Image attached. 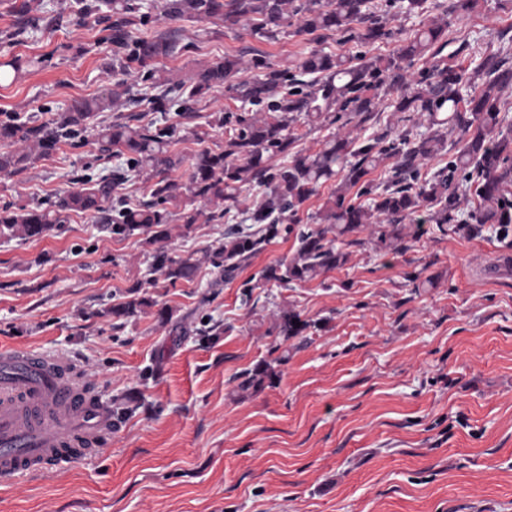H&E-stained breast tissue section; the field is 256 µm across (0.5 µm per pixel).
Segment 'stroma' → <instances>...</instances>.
Masks as SVG:
<instances>
[{
  "label": "stroma",
  "instance_id": "obj_1",
  "mask_svg": "<svg viewBox=\"0 0 512 512\" xmlns=\"http://www.w3.org/2000/svg\"><path fill=\"white\" fill-rule=\"evenodd\" d=\"M44 2L50 25L0 47V62L25 64L0 83V112L63 110L107 83L110 51L93 23H77L72 0ZM179 27L197 46L163 60L179 75L247 48L286 63L310 47L304 36L260 40L243 23L218 35L204 22ZM449 35L469 42L458 61L476 67L512 39V0H481ZM238 107L220 91L200 100L171 180L188 179L191 132L222 145L213 120ZM87 164L104 167L93 142L61 147L0 178V206L54 199ZM256 200L243 191L220 224L172 222L169 254L196 265L173 286L144 235L112 236L89 213L38 241L0 239V349L64 358L102 400L139 401L101 451L0 481V512H512V269L493 268L512 246L427 224L393 253L360 229L342 266L286 288L259 283L247 302L243 283L295 249L294 236L278 237L217 283L209 254ZM412 273L432 286L413 287ZM135 284L153 306L113 318ZM288 310L311 329L272 335ZM207 319L221 335L199 336ZM261 361L276 384L240 389Z\"/></svg>",
  "mask_w": 512,
  "mask_h": 512
}]
</instances>
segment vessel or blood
I'll return each instance as SVG.
<instances>
[{"instance_id": "b4317fda", "label": "vessel or blood", "mask_w": 512, "mask_h": 512, "mask_svg": "<svg viewBox=\"0 0 512 512\" xmlns=\"http://www.w3.org/2000/svg\"><path fill=\"white\" fill-rule=\"evenodd\" d=\"M67 363L28 350H0V479L80 460L76 439L94 441L109 407L82 400Z\"/></svg>"}]
</instances>
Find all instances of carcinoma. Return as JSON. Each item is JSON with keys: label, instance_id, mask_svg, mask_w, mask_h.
Wrapping results in <instances>:
<instances>
[{"label": "carcinoma", "instance_id": "1", "mask_svg": "<svg viewBox=\"0 0 512 512\" xmlns=\"http://www.w3.org/2000/svg\"><path fill=\"white\" fill-rule=\"evenodd\" d=\"M478 4L451 0L443 16L406 36L391 21L428 11V0H383L377 5L371 0H158L159 16L171 22L222 23L227 29L244 22L265 41L304 34L319 41L331 32L355 48L340 55L314 47L290 65L250 49L175 78L157 63L196 49L195 43L182 42L179 30L142 37L136 30L153 17L132 0H75L77 18L94 20L97 43L110 49L112 73L132 76L134 82L117 80L43 121L0 112V176L21 173L61 145L81 148L88 133L94 135L96 159L122 156L124 163L97 177L74 174L69 188L52 202L1 207L0 238L38 241L61 230L72 212L97 214L114 236L152 233L149 243L159 244L154 266L173 286L190 279L195 265L173 258L160 245L170 236L171 201L183 194L193 204L180 216L187 228L201 220L219 224L241 191L251 188L260 200L246 220L257 228H228L224 244L209 256L219 275L231 278L281 232L291 233L301 223L304 204L334 180L335 189L313 217L322 228L299 233L292 257L266 266L260 280L286 287L336 269L346 260L344 237L366 225L372 226L382 249L394 252L416 240L423 224L465 237L479 236L487 228L512 246V129L504 128L501 116V92L512 86V50L504 47L487 56L471 73L442 56L449 44L450 17L469 14ZM14 13L6 44L46 22L30 0H21ZM383 41L396 43L393 54L367 56L364 48ZM245 68L251 77L241 81ZM478 78L481 85L463 94ZM211 90L237 99L241 109L215 118L225 129L224 145L212 149L194 134L201 148L192 156L188 182L180 185L167 177L184 162L173 150L180 121L191 118L190 104ZM388 96L393 111L419 115L425 130L363 138L334 132L354 119L368 124ZM141 105L161 118L145 121L134 113L120 114L111 124L98 125L102 112ZM301 121L333 130L314 154L295 150ZM452 133L458 136L453 151L448 149ZM442 155L448 162L423 175L424 161ZM275 157L283 162L271 163ZM380 167L386 168V177L376 184L369 175ZM141 175L149 182V199L134 208L124 206L117 189ZM467 192L477 197V204L464 212L460 197ZM406 219L413 223L408 233L402 224ZM130 293L134 298L112 307L113 317L128 318L156 305L136 296L134 287ZM309 327L299 314L284 311L273 331L288 339ZM276 380L271 364L260 362L242 387L261 389Z\"/></svg>", "mask_w": 512, "mask_h": 512}]
</instances>
